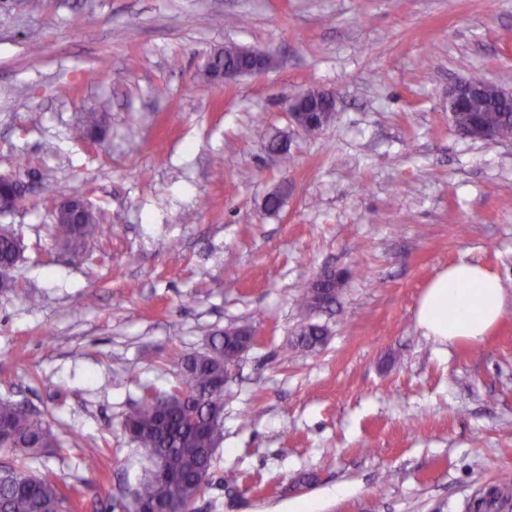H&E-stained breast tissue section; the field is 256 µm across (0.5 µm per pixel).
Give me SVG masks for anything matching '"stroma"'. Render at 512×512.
Returning <instances> with one entry per match:
<instances>
[{
  "instance_id": "35a3bbf8",
  "label": "stroma",
  "mask_w": 512,
  "mask_h": 512,
  "mask_svg": "<svg viewBox=\"0 0 512 512\" xmlns=\"http://www.w3.org/2000/svg\"><path fill=\"white\" fill-rule=\"evenodd\" d=\"M227 43L278 64L205 79ZM475 72L512 88V0H0V173L28 187L0 216L23 244L0 288V399L58 440L28 468L72 512H127L149 460L126 414L245 323L195 512H478L512 469V140L456 132L448 88ZM312 88L337 101L315 137L283 104ZM65 197L106 227L82 264L54 234ZM462 261L499 276L504 313L441 344L416 309ZM326 269L338 302L305 317ZM309 319L325 343L292 348Z\"/></svg>"
}]
</instances>
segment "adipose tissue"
<instances>
[{
  "mask_svg": "<svg viewBox=\"0 0 512 512\" xmlns=\"http://www.w3.org/2000/svg\"><path fill=\"white\" fill-rule=\"evenodd\" d=\"M503 289L482 265L461 262L440 271L416 311L424 336L441 343L480 341L501 319Z\"/></svg>",
  "mask_w": 512,
  "mask_h": 512,
  "instance_id": "obj_1",
  "label": "adipose tissue"
}]
</instances>
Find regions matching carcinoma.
Returning <instances> with one entry per match:
<instances>
[{"mask_svg":"<svg viewBox=\"0 0 512 512\" xmlns=\"http://www.w3.org/2000/svg\"><path fill=\"white\" fill-rule=\"evenodd\" d=\"M242 65L238 47L226 46L224 52L209 59L207 70H234ZM467 82L474 91L473 135L490 128L497 139H511L512 106L483 78L473 75ZM55 229L58 239L74 247L72 258L79 263L86 261L87 255L77 249L78 242L105 232L93 212L83 224L61 222ZM19 257L16 230L10 224H0V271L13 268ZM244 331V326L227 329L212 338L208 350L185 358L183 386L167 394V401H159L146 387L141 404L126 414L125 434L138 447L154 449L159 466L170 475L160 480L155 471L148 470L135 491L132 508L193 512L192 505L198 499L196 480L202 474L213 476L215 450L224 437V393L215 391V386L233 364V350ZM324 337L322 326L309 324L301 329L297 343L313 348ZM0 429L8 433L0 438V450L16 457L32 456L39 448L58 445L43 418L20 412L11 401H0ZM9 473L23 481L25 488L18 490L0 481V512H68V500L55 481L16 467Z\"/></svg>","mask_w":512,"mask_h":512,"instance_id":"carcinoma-1","label":"carcinoma"}]
</instances>
